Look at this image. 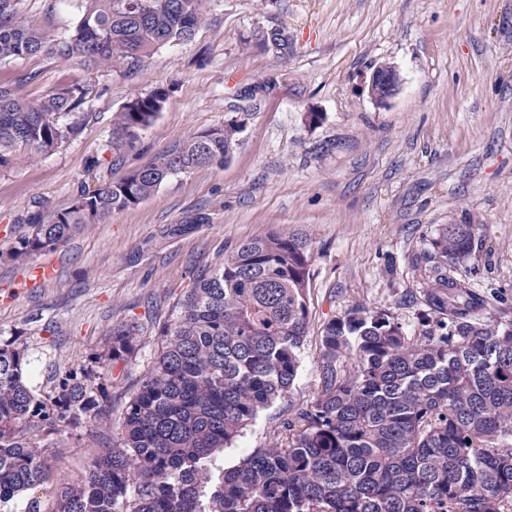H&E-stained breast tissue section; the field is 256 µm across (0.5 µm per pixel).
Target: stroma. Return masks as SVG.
Returning <instances> with one entry per match:
<instances>
[{"label":"stroma","instance_id":"1","mask_svg":"<svg viewBox=\"0 0 512 512\" xmlns=\"http://www.w3.org/2000/svg\"><path fill=\"white\" fill-rule=\"evenodd\" d=\"M80 4L17 0L16 8L57 39L74 28ZM271 28L287 32L288 57L259 46ZM381 64L401 79L383 106L365 88ZM71 85L86 98L60 122L78 132L0 169V345L27 343L31 386L50 390L56 371L107 348L113 327L136 323L135 353L101 378L118 419L197 272L273 229L302 234L312 253L300 367L289 399L258 414L225 449L224 467L270 444L289 407L321 392L331 319L363 305L417 329L413 261L445 225H473L474 286L491 295L489 313L512 315V0H207L191 41L133 69L50 54L0 64V87L24 99ZM157 89L166 100L156 122L133 145L110 150L122 107ZM311 112L318 123L308 122ZM231 121L239 131L224 162L165 182L31 261L3 257L38 215L69 206L83 188L120 180ZM40 263L55 266L54 278L21 287ZM93 453L72 434L49 449L36 493L43 512L59 479L84 478Z\"/></svg>","mask_w":512,"mask_h":512}]
</instances>
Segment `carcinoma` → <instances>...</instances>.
<instances>
[{
    "mask_svg": "<svg viewBox=\"0 0 512 512\" xmlns=\"http://www.w3.org/2000/svg\"><path fill=\"white\" fill-rule=\"evenodd\" d=\"M0 0V62L55 53L96 67L134 68L152 51L191 40L206 0H83L69 34L53 39ZM80 87L40 100L0 88V168L45 155L75 133L58 115ZM164 92L124 105L110 146L155 122ZM238 126L193 136L118 182L48 211L6 251L22 261L86 224L136 206L173 177L222 163ZM471 224H449L422 251L418 329L382 308H350L323 329L322 392L280 423L276 443L227 470L215 461L258 413L290 393L309 315L311 252L272 230L202 270L159 328L161 344L108 442L106 369L135 352V324L112 328L108 353L56 373L43 392L26 381L28 346H0V512L45 482L46 449L62 432L98 444L86 479L65 481L48 512H512V318L479 315ZM352 353L353 364L338 362Z\"/></svg>",
    "mask_w": 512,
    "mask_h": 512,
    "instance_id": "cac0c4a2",
    "label": "carcinoma"
}]
</instances>
